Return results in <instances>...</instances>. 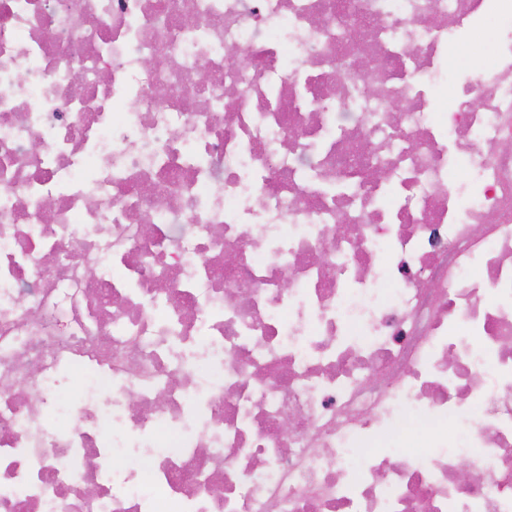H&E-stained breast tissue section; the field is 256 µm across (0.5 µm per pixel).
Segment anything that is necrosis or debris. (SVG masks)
I'll list each match as a JSON object with an SVG mask.
<instances>
[{
	"mask_svg": "<svg viewBox=\"0 0 512 512\" xmlns=\"http://www.w3.org/2000/svg\"><path fill=\"white\" fill-rule=\"evenodd\" d=\"M0 512H512V0H0ZM493 22L490 23L488 29L482 33L476 42L475 52L472 57L466 60H455L452 64L459 66L471 67L469 60L472 65L479 64V66L490 65L494 60L493 55V37L491 34V28ZM472 68V67H471Z\"/></svg>",
	"mask_w": 512,
	"mask_h": 512,
	"instance_id": "4bbe7bcc",
	"label": "necrosis or debris"
}]
</instances>
